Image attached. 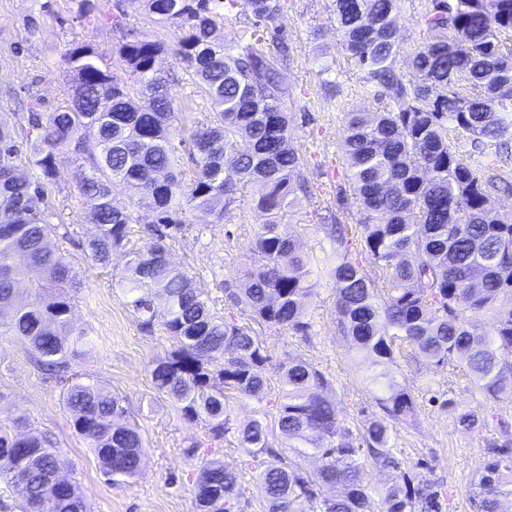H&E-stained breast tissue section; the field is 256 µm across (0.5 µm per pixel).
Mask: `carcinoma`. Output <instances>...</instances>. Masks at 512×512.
<instances>
[{"instance_id":"carcinoma-1","label":"carcinoma","mask_w":512,"mask_h":512,"mask_svg":"<svg viewBox=\"0 0 512 512\" xmlns=\"http://www.w3.org/2000/svg\"><path fill=\"white\" fill-rule=\"evenodd\" d=\"M143 5L154 23L180 30L175 45L114 13L127 77L99 66L92 45L78 44L64 55L72 76L67 105L48 110L37 101L30 108L36 142L24 148L0 115V315L11 311L8 329L39 364L68 379L71 359L89 342L71 326L73 294L83 281L52 244L57 225L46 219L45 184L60 155L84 158L87 172L76 192L92 204L97 231L83 250L103 268L124 251L129 290L139 293L131 301L138 325L171 338L172 350L149 373L184 418L206 423V441L187 453L232 433L259 460L256 488L266 512H305V503L311 512H371L364 467L394 463L393 425L417 412L411 384L396 379L398 359L446 367L487 401L512 403V212L500 211L495 198L509 186L502 138L512 126L503 101L512 90V0H431L420 17L425 41L406 54L413 78L397 64L402 0H333L340 44L384 107L343 113L340 149L359 219L349 225L326 217L331 249L324 268L336 283L337 332L355 356L370 361L368 381L381 414L354 431L324 395L327 375L304 358L287 359L277 427L297 453L320 459L313 473L269 446L265 418L232 423L226 395L266 399L271 355L252 327L216 315L205 289L170 260L173 243L191 226L186 212L203 210L222 224L244 186L260 185L255 206L266 221L251 242L255 264L229 298L260 325L312 335L311 259L281 223L285 208L308 196L307 159L292 144L293 92L280 77L289 57L276 25L281 0ZM240 6L249 39L234 52L214 32L216 19ZM80 19L86 26L101 22L98 0H82ZM169 50L212 108L188 136L195 167L187 178L177 171L170 136V78L157 67ZM439 88L445 93L435 94ZM141 208L155 220L136 230ZM28 270L39 271L43 283L22 303L18 289ZM157 299L167 310L159 323ZM64 401L103 476L114 483L135 478L144 442L126 422L121 398L74 380ZM63 464L49 440L0 426V480L16 488L19 512H89L76 484L60 475ZM195 486L201 512H232L242 478L213 457ZM445 496L442 483L403 472L382 505L384 512H443ZM469 502L471 512H512V433L488 443Z\"/></svg>"}]
</instances>
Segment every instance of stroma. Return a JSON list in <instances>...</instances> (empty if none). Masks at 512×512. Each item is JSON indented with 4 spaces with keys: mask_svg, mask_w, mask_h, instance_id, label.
<instances>
[{
    "mask_svg": "<svg viewBox=\"0 0 512 512\" xmlns=\"http://www.w3.org/2000/svg\"><path fill=\"white\" fill-rule=\"evenodd\" d=\"M282 3L279 24L293 49V61L282 70L281 78L294 91L288 110L293 115L294 144L308 159L311 190L308 198L284 212L282 221L317 260L329 245L321 228L325 210L337 209L347 224L358 218L339 146L342 112H373L381 103L340 45L332 0ZM80 5L81 0H0V115L13 118L19 138L29 132L30 101L41 100L52 109L66 105L70 76L63 56L73 45L92 44L102 67L117 76L124 73L117 53L120 31L108 21L93 28L84 26ZM157 65L173 76L170 90L176 119L171 136L177 142L187 139L209 110L194 87L183 81L182 62L165 53ZM324 65L330 68L329 79L342 87L341 101L324 96L317 76ZM83 168L82 160L62 156L46 186L49 221L59 231L54 242L84 282L71 321L86 333L90 344L73 359L72 370L122 398L144 439L140 474L124 483L106 481L86 442L73 430L72 414L63 402V381L39 369L30 348L4 327H0V422L23 414L28 418L26 432L51 439L68 463L65 477L77 482L92 512H198L195 479L202 458L187 454L186 449L204 439L205 426L202 421L184 419L177 405L151 382L152 363L167 355L172 342L163 331L140 330L130 305L132 296L120 284L125 256L115 253L111 266L101 268L84 254L82 244L95 234L96 226L89 202L75 190ZM258 192L257 185L246 186L221 224L213 223L205 212H188L193 230L172 246V262L190 268L198 277L214 313H223L225 289L238 287L253 263L250 242L258 224L265 221L255 207ZM312 277L317 295L307 311L313 323L310 339L267 326L258 330L272 355L266 375L278 381L285 358L307 359L331 379L330 396L340 417L363 424L379 412L365 387L368 364L354 356L347 339L336 331L335 282L318 263L312 267ZM399 375L413 383L423 404L414 418L396 427L394 454L402 470L419 479H441L447 492L445 512H471L468 491L482 467L488 441L498 437L501 423L512 424V403L491 404L464 383L447 387V369L429 363L402 365ZM446 390L453 408L428 405L431 395ZM460 411L479 415L481 425L462 430L456 423ZM214 453L225 467L244 476L243 494L234 512H265L255 488L257 472L235 440L226 438L215 445Z\"/></svg>",
    "mask_w": 512,
    "mask_h": 512,
    "instance_id": "stroma-1",
    "label": "stroma"
}]
</instances>
